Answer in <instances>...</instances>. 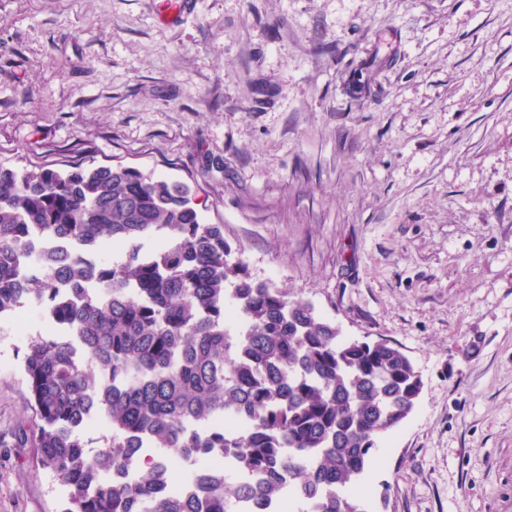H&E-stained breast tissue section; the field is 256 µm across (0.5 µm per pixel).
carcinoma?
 <instances>
[{"mask_svg":"<svg viewBox=\"0 0 512 512\" xmlns=\"http://www.w3.org/2000/svg\"><path fill=\"white\" fill-rule=\"evenodd\" d=\"M189 188L138 168L0 166V317L39 302L55 337L22 367L35 427L17 444L68 490L62 512H372L355 487L382 436L414 411L422 379L394 343L346 338L312 303L251 278L224 225L204 224ZM39 234L61 248L26 277ZM124 247L117 260L101 246ZM224 415L198 433L192 423ZM111 435L97 453L82 428ZM215 452L240 475L141 458ZM133 482L107 477L133 463Z\"/></svg>","mask_w":512,"mask_h":512,"instance_id":"1","label":"carcinoma"}]
</instances>
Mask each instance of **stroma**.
<instances>
[{
    "mask_svg": "<svg viewBox=\"0 0 512 512\" xmlns=\"http://www.w3.org/2000/svg\"><path fill=\"white\" fill-rule=\"evenodd\" d=\"M0 0V163L187 184L252 278L410 357L376 512H512V0ZM25 330L0 319V512H62L15 446Z\"/></svg>",
    "mask_w": 512,
    "mask_h": 512,
    "instance_id": "1",
    "label": "stroma"
}]
</instances>
